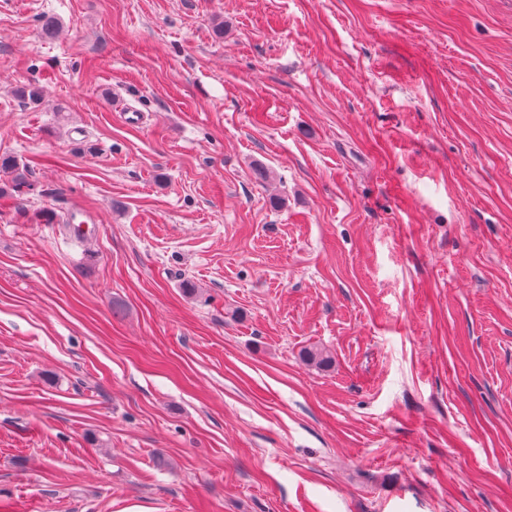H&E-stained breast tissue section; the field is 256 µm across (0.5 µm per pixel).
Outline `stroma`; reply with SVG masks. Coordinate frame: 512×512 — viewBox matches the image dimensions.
Segmentation results:
<instances>
[{
    "mask_svg": "<svg viewBox=\"0 0 512 512\" xmlns=\"http://www.w3.org/2000/svg\"><path fill=\"white\" fill-rule=\"evenodd\" d=\"M4 154L0 512H512V0H0Z\"/></svg>",
    "mask_w": 512,
    "mask_h": 512,
    "instance_id": "stroma-1",
    "label": "stroma"
}]
</instances>
